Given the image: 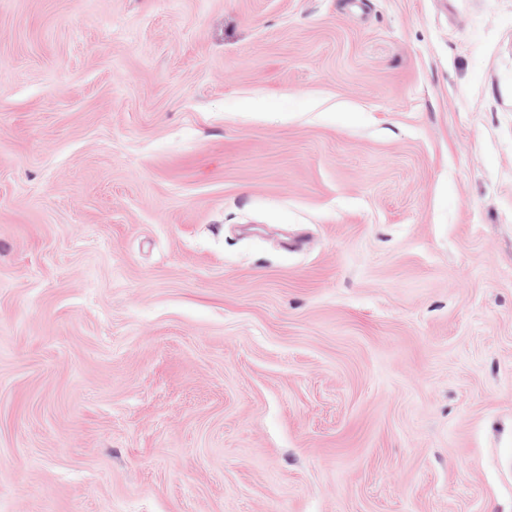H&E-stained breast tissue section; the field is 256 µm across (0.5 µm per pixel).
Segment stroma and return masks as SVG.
Wrapping results in <instances>:
<instances>
[{"label": "stroma", "instance_id": "stroma-1", "mask_svg": "<svg viewBox=\"0 0 512 512\" xmlns=\"http://www.w3.org/2000/svg\"><path fill=\"white\" fill-rule=\"evenodd\" d=\"M0 512H512V0H0Z\"/></svg>", "mask_w": 512, "mask_h": 512}]
</instances>
